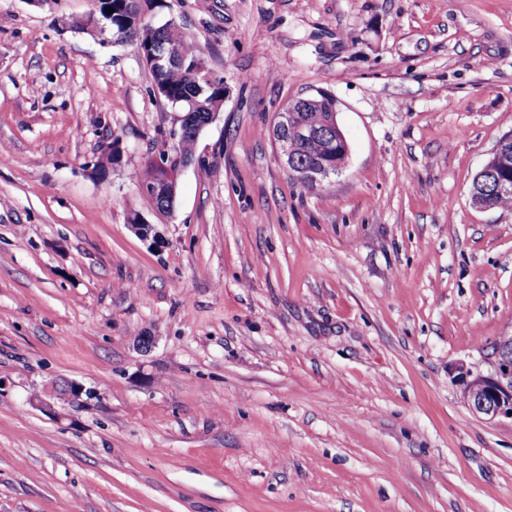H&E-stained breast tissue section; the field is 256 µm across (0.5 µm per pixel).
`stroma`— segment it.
<instances>
[{
    "instance_id": "35a3bbf8",
    "label": "stroma",
    "mask_w": 512,
    "mask_h": 512,
    "mask_svg": "<svg viewBox=\"0 0 512 512\" xmlns=\"http://www.w3.org/2000/svg\"><path fill=\"white\" fill-rule=\"evenodd\" d=\"M96 11L0 0V512H512L457 372L512 336V203H470L512 0H166L224 82L170 214L136 176L179 113ZM320 90L349 153L308 189L269 131ZM86 393L82 385L78 383H68L59 387L52 383L48 398H36L32 404L45 412L55 413V404L75 405L82 401L83 394Z\"/></svg>"
}]
</instances>
